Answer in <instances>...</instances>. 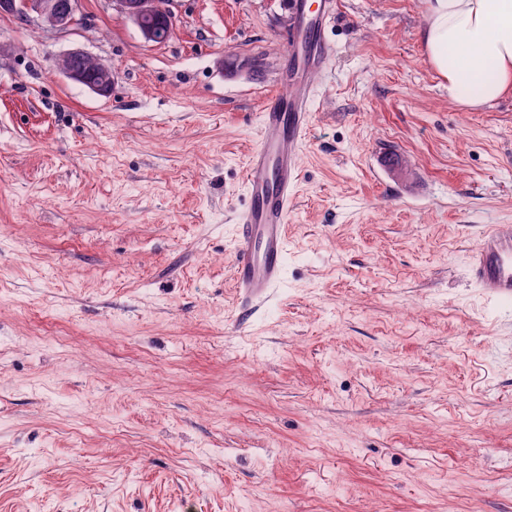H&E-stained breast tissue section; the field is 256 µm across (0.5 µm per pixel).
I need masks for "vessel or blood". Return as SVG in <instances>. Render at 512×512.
<instances>
[{"label": "vessel or blood", "mask_w": 512, "mask_h": 512, "mask_svg": "<svg viewBox=\"0 0 512 512\" xmlns=\"http://www.w3.org/2000/svg\"><path fill=\"white\" fill-rule=\"evenodd\" d=\"M288 6L295 25L285 42L281 81L290 92L270 96L263 105V133L245 170L249 203L235 233L233 278L245 313L268 301L282 280L288 209L300 174L293 146L311 119L309 78L325 71L332 56L322 33L336 14L335 0H289ZM469 268L488 299L511 304L512 229L488 227Z\"/></svg>", "instance_id": "obj_1"}]
</instances>
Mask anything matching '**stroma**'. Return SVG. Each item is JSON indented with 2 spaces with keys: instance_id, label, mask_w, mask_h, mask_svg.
I'll use <instances>...</instances> for the list:
<instances>
[{
  "instance_id": "stroma-1",
  "label": "stroma",
  "mask_w": 512,
  "mask_h": 512,
  "mask_svg": "<svg viewBox=\"0 0 512 512\" xmlns=\"http://www.w3.org/2000/svg\"><path fill=\"white\" fill-rule=\"evenodd\" d=\"M336 2L284 279L244 324L288 0H173L162 44L110 0L0 14V512H512V310L468 273L512 226V96L449 103L426 0ZM81 0H3L0 4L1 14L21 13L46 30L65 31L80 21ZM27 21L22 16L16 15ZM78 57L90 59L97 76L96 80H90L83 72V70L87 72L90 78L95 77L89 63L78 59L74 61V65L79 69L73 65V60ZM55 68L69 80L88 88L100 96L108 97L112 94V85L114 84L112 67L100 59L89 56L81 51H71L56 58Z\"/></svg>"
}]
</instances>
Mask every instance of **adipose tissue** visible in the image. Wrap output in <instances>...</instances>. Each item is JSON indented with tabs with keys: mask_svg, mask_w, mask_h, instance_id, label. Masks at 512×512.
Wrapping results in <instances>:
<instances>
[{
	"mask_svg": "<svg viewBox=\"0 0 512 512\" xmlns=\"http://www.w3.org/2000/svg\"><path fill=\"white\" fill-rule=\"evenodd\" d=\"M421 37L449 102L478 108L512 94V0H427Z\"/></svg>",
	"mask_w": 512,
	"mask_h": 512,
	"instance_id": "adipose-tissue-1",
	"label": "adipose tissue"
}]
</instances>
